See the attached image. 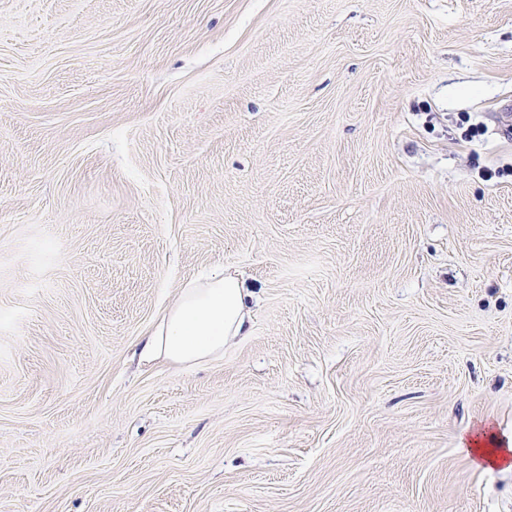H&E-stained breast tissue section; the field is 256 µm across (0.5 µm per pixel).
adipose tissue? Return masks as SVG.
<instances>
[{
  "instance_id": "ef3b65f1",
  "label": "adipose tissue",
  "mask_w": 512,
  "mask_h": 512,
  "mask_svg": "<svg viewBox=\"0 0 512 512\" xmlns=\"http://www.w3.org/2000/svg\"><path fill=\"white\" fill-rule=\"evenodd\" d=\"M249 291L239 279L217 269L204 282H191L137 343L140 362L175 365L207 363L251 333Z\"/></svg>"
}]
</instances>
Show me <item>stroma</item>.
<instances>
[{
    "label": "stroma",
    "instance_id": "stroma-1",
    "mask_svg": "<svg viewBox=\"0 0 512 512\" xmlns=\"http://www.w3.org/2000/svg\"><path fill=\"white\" fill-rule=\"evenodd\" d=\"M504 111L512 0H0V512H512ZM249 297L248 288L224 269L202 283H188L138 341L139 361L197 365L222 358L225 346L250 336ZM484 440L479 438L461 439L460 447L473 459L476 466H483V460L491 465L507 464L512 456V436L499 438L494 434L486 436Z\"/></svg>",
    "mask_w": 512,
    "mask_h": 512
}]
</instances>
